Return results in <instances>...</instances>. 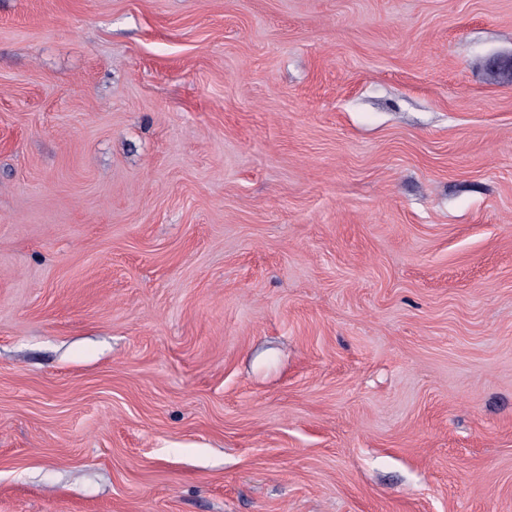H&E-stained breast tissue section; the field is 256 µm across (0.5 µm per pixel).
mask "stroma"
<instances>
[{"mask_svg":"<svg viewBox=\"0 0 512 512\" xmlns=\"http://www.w3.org/2000/svg\"><path fill=\"white\" fill-rule=\"evenodd\" d=\"M512 0H0V512H512Z\"/></svg>","mask_w":512,"mask_h":512,"instance_id":"obj_1","label":"stroma"}]
</instances>
